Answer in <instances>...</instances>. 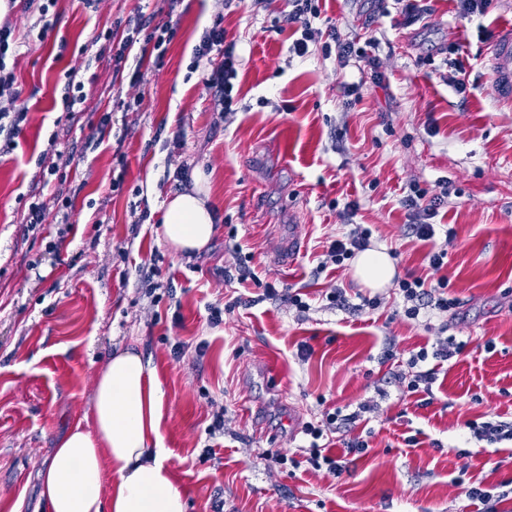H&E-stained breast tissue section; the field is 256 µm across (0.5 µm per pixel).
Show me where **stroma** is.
<instances>
[{"instance_id":"obj_1","label":"stroma","mask_w":512,"mask_h":512,"mask_svg":"<svg viewBox=\"0 0 512 512\" xmlns=\"http://www.w3.org/2000/svg\"><path fill=\"white\" fill-rule=\"evenodd\" d=\"M430 8L403 28L396 14L375 17L373 0H325L341 39L378 38L369 53L386 85L364 84L351 108L345 85L359 72L292 52L288 0L259 10L248 0H103L95 13L57 0L41 37L36 14H9L17 82L0 106L26 111L27 122L0 156V512H42L36 473L90 413L95 377L120 348L160 374L163 446L187 512H478L464 485L512 479V445L491 453L466 427L512 423V102L496 95L489 58L512 28V0L469 21L454 0ZM139 10L177 33L163 60L129 56L126 71L144 72L132 88L111 42ZM218 19L241 59L229 113L191 68ZM456 43L467 55L463 95L451 83ZM72 68L84 84L77 112L63 101ZM184 171L206 176L217 216L212 241L191 255L158 234L167 200L192 188L177 179ZM413 183L448 192L436 221L456 239L438 272L429 244L409 234L401 201ZM34 200L50 218L67 207L70 231L28 226ZM351 222L373 225L397 277H447L455 315L410 320L394 286L366 288L352 263L318 271ZM240 258L252 273L244 282ZM334 286L347 307L327 304ZM289 289L308 311L288 301ZM375 294L378 309L356 311ZM214 305L224 309L217 324ZM452 335L465 352L437 367L431 391L403 392L409 354ZM391 339L398 354L386 362ZM365 401L375 411L329 448L339 456L359 438L366 453L338 475L302 462L304 423ZM219 409L224 432L213 437ZM268 452L300 464L270 462Z\"/></svg>"}]
</instances>
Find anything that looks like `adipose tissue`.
Listing matches in <instances>:
<instances>
[{"instance_id": "1", "label": "adipose tissue", "mask_w": 512, "mask_h": 512, "mask_svg": "<svg viewBox=\"0 0 512 512\" xmlns=\"http://www.w3.org/2000/svg\"><path fill=\"white\" fill-rule=\"evenodd\" d=\"M208 201L201 179L168 200L160 235L174 252H198L212 240L217 227ZM353 266L371 289L395 275L382 248L358 253ZM164 398L156 368L133 350L115 351L96 378L90 419L58 437L37 473L48 512H187L161 444Z\"/></svg>"}]
</instances>
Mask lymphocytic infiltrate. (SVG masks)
<instances>
[{"mask_svg":"<svg viewBox=\"0 0 512 512\" xmlns=\"http://www.w3.org/2000/svg\"><path fill=\"white\" fill-rule=\"evenodd\" d=\"M290 10L287 20L295 24L298 32L292 44V51L297 56H306L310 45H319L323 53H335L340 67L355 66L358 70H369L374 85L385 83L384 75L379 71L374 57L367 52L368 47L375 45V38L366 39L364 45L341 39L335 23H326L325 27H316V20L320 19L322 10L320 0H288ZM176 34L173 25L164 23L152 24L149 18L138 17L131 32H128L119 42V49L115 55L116 61L127 59L135 44L141 43L153 48L157 58H164L166 46ZM195 62H212L214 57H221L219 68L211 71L203 80L206 90L212 94L215 102L222 109H230L233 103V81L237 76L240 59L234 51L233 45L224 41V26L222 21H215L213 26L206 30L194 48ZM445 201L444 195L427 197L424 189L411 186L409 193L403 197L402 204L411 211L415 222L412 234L418 240L431 243L432 249L427 258L431 268L441 269L448 256V245L455 239L453 228H446L445 232H437L433 223L434 217ZM372 236L371 228L362 225H352L349 230L330 241L323 254L324 264L343 265L345 260L351 259L358 252L368 249ZM447 280H439L433 289H426L425 281L415 274H408L398 283L399 295L403 302V315L407 319H418L421 312L432 315H443L457 306L455 299L445 296ZM467 347L466 341L457 340L449 336L436 345L435 349H420L412 354L406 361V369L399 378L407 392H417L420 386L432 383L433 370L427 369L428 360L447 362L463 354ZM368 405H359L357 413L344 415L338 412L327 414L324 422L314 425L306 424L304 432L310 436L307 462L313 468H328L339 473L344 469L343 463L336 457L327 454L321 441L326 434L338 433L342 425L356 421L358 413L368 412Z\"/></svg>","mask_w":512,"mask_h":512,"instance_id":"1","label":"lymphocytic infiltrate"}]
</instances>
